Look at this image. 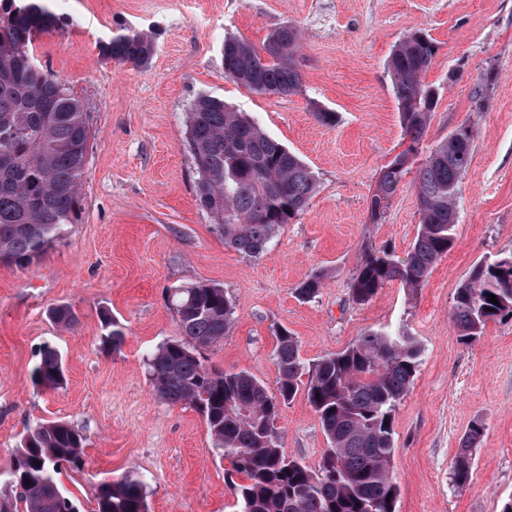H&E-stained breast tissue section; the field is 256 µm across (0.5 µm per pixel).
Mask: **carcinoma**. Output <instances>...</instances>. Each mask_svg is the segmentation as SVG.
Masks as SVG:
<instances>
[{"mask_svg": "<svg viewBox=\"0 0 512 512\" xmlns=\"http://www.w3.org/2000/svg\"><path fill=\"white\" fill-rule=\"evenodd\" d=\"M50 0H9L0 8V262L23 268L75 223L90 139L81 101L63 81L35 62L33 42L59 23ZM299 29L286 24L256 47L224 38V75L258 95L290 96L302 88L296 56ZM437 47L421 32L395 47L389 70L408 146L384 167L369 203V221L381 223L412 165H417L421 222L400 258L387 246L368 247L350 279L356 303L398 281L415 292L453 247L458 223V183L467 172L474 130L461 125L428 147L415 162L434 111L435 92L423 76ZM154 41L124 28L100 45L118 64L148 66ZM188 144L200 207L224 237V246L249 257L262 255L275 233L303 211L316 178L296 154L270 138L254 121L223 100L198 96L187 115ZM323 278L303 281L297 294L317 295ZM495 295L498 304L489 302ZM179 337L161 343L147 358L155 393L170 404L195 408L205 418L214 449L230 465L238 512H397L398 487L390 476L396 409L419 368L420 346L405 333L371 332L346 349L307 364L298 340L276 332L279 396L253 375L217 372L201 362L200 350L224 339L235 322L224 288L209 284L176 288L171 296ZM512 318V264L480 261L456 289L452 321L466 343L480 339L490 322ZM100 347L117 352L125 328L104 310ZM46 389L63 385L64 363L49 345L33 371ZM305 392L328 442L318 469L289 459L274 422L280 405ZM471 425L449 471L450 482L472 475L471 448L481 435ZM84 435L66 422L28 426L15 449L0 512H80L59 480L64 466L81 469ZM90 512H149L147 486L128 470L96 487Z\"/></svg>", "mask_w": 512, "mask_h": 512, "instance_id": "1", "label": "carcinoma"}]
</instances>
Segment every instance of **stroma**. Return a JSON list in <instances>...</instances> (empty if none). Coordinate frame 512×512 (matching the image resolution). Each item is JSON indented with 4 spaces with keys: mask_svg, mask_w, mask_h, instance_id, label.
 Here are the masks:
<instances>
[{
    "mask_svg": "<svg viewBox=\"0 0 512 512\" xmlns=\"http://www.w3.org/2000/svg\"><path fill=\"white\" fill-rule=\"evenodd\" d=\"M58 15L34 57L81 100L91 141L76 223L25 268L0 264V490L24 429L64 421L86 438L82 469L60 476L84 512L99 481L130 469L147 484L150 512H237L205 421L157 397L145 362L179 334L168 291L204 282L223 287L236 321L203 364L250 373L272 394L278 328L308 362L372 331L414 336L419 371L394 419L398 512H503L512 501V319L467 344L450 312L475 262L512 254V0H67ZM287 23L301 30L298 94L260 96L225 78V36L259 47ZM121 28L154 38L150 65L100 56ZM417 31L438 47L424 77L438 93L424 143L470 124L472 162L454 245L424 286L412 293L395 282L360 305L349 282L363 248L387 244L405 256L420 224L411 173L382 222L368 217L381 169L404 148L388 62ZM487 77V94L475 98ZM201 94L257 122L315 174L305 209L260 257L226 248L197 204L186 113ZM318 106L337 112L335 126L317 122ZM317 272L319 293L299 298ZM59 305L75 312L73 328L50 319ZM105 308L126 328L116 353L99 345ZM47 345L63 356L57 389L32 378ZM477 421L471 479L453 486L452 460ZM277 426L284 454L317 468L327 441L304 393Z\"/></svg>",
    "mask_w": 512,
    "mask_h": 512,
    "instance_id": "stroma-1",
    "label": "stroma"
}]
</instances>
